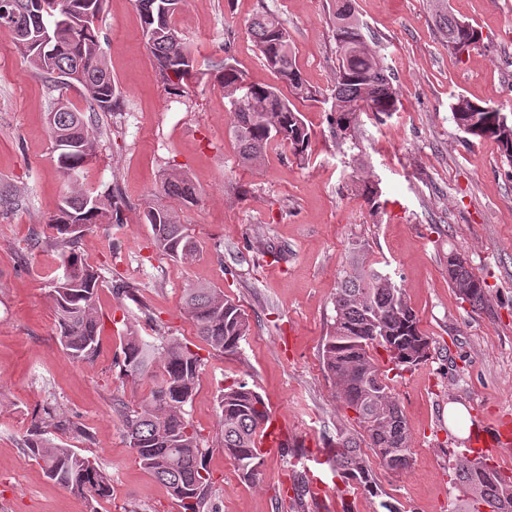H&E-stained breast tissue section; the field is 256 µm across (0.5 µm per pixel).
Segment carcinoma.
<instances>
[{
	"mask_svg": "<svg viewBox=\"0 0 512 512\" xmlns=\"http://www.w3.org/2000/svg\"><path fill=\"white\" fill-rule=\"evenodd\" d=\"M12 2L25 34L22 39L10 37V43L24 63L60 90L69 88L61 81L62 75L78 74L74 85L80 86L93 112L114 115L123 111L121 93L112 80L98 28L93 24L72 28L83 10L90 7L101 13L104 0H46V7L41 9L33 0ZM182 2L136 0V6L164 91L189 109L193 107L190 81L196 74L192 73V50L175 22ZM431 2L448 51L461 52L456 41L462 39L477 44L478 31L448 13V0ZM333 24L338 68L328 122L342 146L357 140L359 113L389 116L398 111L400 101L393 77L366 43L352 0H336ZM248 30L266 65L288 87L292 99L314 98L297 67L288 30L279 16L261 9L251 18ZM215 78L227 99L229 135L237 145L239 165L256 166L273 143L289 148L300 161L308 156L311 136L302 113L278 88L251 83L248 93H241L239 84L245 78L228 52ZM451 115L465 134L497 142L512 163V117L465 96L456 99ZM49 128L57 167L66 177L62 203L46 224L49 241L61 250L65 266L64 276L52 285L51 301L64 353L74 361H92L99 353L96 295L100 276L82 262L76 247L84 229L94 224L123 223L122 209L114 191L94 194L83 188L84 169L99 147L97 128L84 111L58 98L51 102ZM356 186L370 214L377 215L381 209L378 183L362 177ZM162 189L167 198L185 207L197 201L196 187L183 172L168 173ZM145 220L162 254L186 262L200 255L202 245L181 222L175 207L150 203ZM447 267L448 283L460 298L475 307L486 303V288L463 257L448 253ZM184 305L202 341L216 351H238L250 323L224 291L192 284L185 289ZM334 311L322 347L323 366L345 408L355 410L361 436L380 464L391 471L404 470L410 465V431L393 396L387 371L370 349L393 346L402 356L396 366L407 369L426 359L429 340L419 330L403 288L393 280L384 282L382 272L366 263L356 250L351 251L350 267L343 271L336 288ZM122 354L120 376L152 383L149 396L135 408L116 400L124 435L138 464L168 489L180 512H217L211 503L204 439L184 410L199 381L201 357L174 336H164L158 344L148 343L132 327L123 337ZM218 408L219 442L224 453L234 460L244 478L255 477L263 464L256 443L270 422L268 405L247 381L237 380L220 390ZM58 427L52 417L34 425L24 439L28 454L43 463L48 478L88 502L110 497L111 476L95 459L54 441L52 430ZM336 444V471L341 481L378 495L356 440L339 429ZM454 470L462 494V505L454 512H479L482 504L493 512H512V476L464 451L455 454Z\"/></svg>",
	"mask_w": 512,
	"mask_h": 512,
	"instance_id": "1",
	"label": "carcinoma"
}]
</instances>
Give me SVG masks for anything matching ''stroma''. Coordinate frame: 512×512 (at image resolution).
<instances>
[{"instance_id": "1", "label": "stroma", "mask_w": 512, "mask_h": 512, "mask_svg": "<svg viewBox=\"0 0 512 512\" xmlns=\"http://www.w3.org/2000/svg\"><path fill=\"white\" fill-rule=\"evenodd\" d=\"M332 4L183 0L175 21L199 73L188 108L163 89L135 0H105L97 26L123 111L97 114L100 148L86 183L99 192L119 187L123 221L91 226L77 248L104 280L101 353L91 362L70 360L59 345L50 290L63 268L57 249L33 243L64 194L49 138L52 94L0 34V193L11 199L0 207V512H89L27 455L23 438L49 411L63 422L56 441L96 458L112 478V497L98 512H178L167 488L135 460L114 405L119 398L135 406L149 391L119 375L131 323L146 340L162 330L203 359L186 417L207 440L218 512H381L383 500L399 512L457 506L453 453L512 416V163L494 141H467L450 106L462 95L512 113V0H448L449 11L481 33L461 55L444 45L428 0H355L367 42L395 77L400 106L381 120L361 113L359 148L349 153L327 122L338 66ZM261 7L284 20L319 99L298 106L311 134L307 162L276 147L259 168L245 169L227 134L231 116L214 65L229 52L247 81L276 84L246 30ZM172 169L199 190L181 213L204 247L189 262L159 255L142 218ZM360 172L380 184V220L355 191ZM269 243L276 254L263 253ZM355 246L391 273L431 340L426 361L390 373L411 434V464L391 472L365 451L375 497L345 486L322 454L335 447L337 429L358 432L321 359L337 282ZM451 252L483 281L484 307L472 308L450 287ZM116 276L135 299L115 295ZM192 283L221 288L247 314L250 331L237 353L214 351L197 336L182 299ZM242 379L288 428L287 451L267 454L253 480L218 441L219 390ZM452 403L468 410L469 437L449 428ZM312 474L324 494L307 493L296 508L292 486Z\"/></svg>"}]
</instances>
